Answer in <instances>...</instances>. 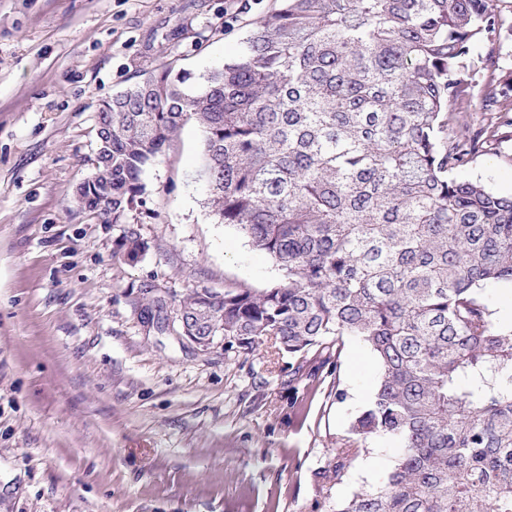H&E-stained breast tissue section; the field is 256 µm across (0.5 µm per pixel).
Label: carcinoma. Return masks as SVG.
I'll list each match as a JSON object with an SVG mask.
<instances>
[{"label":"carcinoma","instance_id":"carcinoma-1","mask_svg":"<svg viewBox=\"0 0 512 512\" xmlns=\"http://www.w3.org/2000/svg\"><path fill=\"white\" fill-rule=\"evenodd\" d=\"M280 2L202 87L165 68L103 101L76 201L124 223L147 166L195 120L210 215L284 281L216 304L192 288L179 310L246 353L273 339L297 376L346 336L377 360L350 432L393 436L400 453L383 487L336 512H512V327L484 294L512 283V198L457 176L512 130V80L485 87L488 123L458 115L471 71L495 65L470 51L503 30L500 0ZM149 249L129 227L113 257Z\"/></svg>","mask_w":512,"mask_h":512}]
</instances>
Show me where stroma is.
Returning <instances> with one entry per match:
<instances>
[{
  "instance_id": "35a3bbf8",
  "label": "stroma",
  "mask_w": 512,
  "mask_h": 512,
  "mask_svg": "<svg viewBox=\"0 0 512 512\" xmlns=\"http://www.w3.org/2000/svg\"><path fill=\"white\" fill-rule=\"evenodd\" d=\"M278 0H0V512H335L381 487L399 453L349 427L379 370L346 338L338 363L264 341L202 348L146 321L190 287L261 290L283 272L216 223L198 178L203 135L186 122L146 170L126 221L149 241L112 257L121 229L73 201L92 169L102 101L168 67L195 86L245 46ZM495 70L460 107L482 119L512 78V37L475 44ZM460 177L512 197V137Z\"/></svg>"
}]
</instances>
